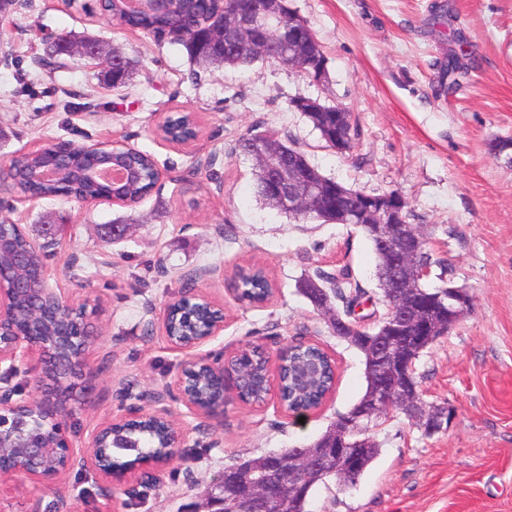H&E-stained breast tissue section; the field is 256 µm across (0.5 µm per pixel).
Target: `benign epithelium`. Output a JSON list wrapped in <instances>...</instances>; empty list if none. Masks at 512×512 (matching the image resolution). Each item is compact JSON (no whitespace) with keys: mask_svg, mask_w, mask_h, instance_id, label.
<instances>
[{"mask_svg":"<svg viewBox=\"0 0 512 512\" xmlns=\"http://www.w3.org/2000/svg\"><path fill=\"white\" fill-rule=\"evenodd\" d=\"M283 0H262L261 4L250 11L243 10L236 0H225L223 28L214 34V39L224 40L234 35L238 44L247 47L259 58L271 56L267 41L259 39L255 33L268 27L275 21L281 32H288L292 20L281 9ZM52 148L60 155L72 150V145L58 141L50 145L37 146L12 157L0 166V182L9 183L23 172L30 173L40 180L60 181L69 173L61 165L38 171L29 166V159ZM130 145L121 140H106L84 146L91 153L103 154L106 160L94 171V178L105 180L104 172L113 170L119 178L110 180L112 184H123L133 177L132 171L123 162V153ZM275 154V144L268 140L251 145L248 156L255 163V169L262 171L266 182L272 187L279 204L284 210L305 217L318 216L324 208L321 190L309 180L300 176L291 164L273 165L270 158ZM405 199L398 193L384 196L365 195L360 203L351 205L336 215L338 224H354L368 230L371 238L378 244L384 258L387 276L379 282L384 299L390 302V322L383 326V339L375 348V354L367 363V374L386 370L400 381V386L390 389L383 385H371L353 416L357 418L373 417L381 414L392 404H397L405 414L417 423L427 435H434L448 427L452 413L449 409L427 408L418 396L412 372L414 363L409 359L401 345L397 344V333L420 332L444 336L448 328L467 312L473 303L468 289L461 286H446L434 292L433 300L438 303L434 309L421 299V281L427 278L431 264L421 260L419 254L423 245V236L419 227L409 224L403 217ZM57 233L52 225L44 227L40 242L36 247L45 263L42 264L39 287L29 288V284L18 278L14 270L25 267L30 262V254L11 253V265L0 263V330L9 324L15 325L10 336L0 335V366L6 365L0 380V486L12 481L18 474L38 484L60 478L72 467L76 456L72 441L67 434L66 414L73 411V405L79 402L81 379L86 356L89 352V334L87 329L76 333L69 322L59 325L57 332L46 338H37L20 326L23 316L15 306V295L26 289L33 293L29 310L31 318L43 316L42 304L50 297L61 303V298L50 287L46 260L56 253ZM199 299L219 312L206 334L190 341H181L167 331L168 314L161 319L163 334L177 350L191 352L204 342L219 335L224 330V307L211 298L201 295ZM323 315L331 331L345 339L352 338L362 325L346 322L341 313L325 310ZM55 362L56 378L43 382V395L39 399L23 400L17 398L18 390L7 385L8 377L15 371L29 369L35 363L45 369ZM278 361L268 359V373L265 384L268 396L278 397L279 374L275 365ZM199 365L207 366L219 379L230 378L234 387L248 383L245 375L231 372L232 357L213 363L194 358L189 359L174 383L176 395L190 412L196 416H213L224 411V400L204 410L196 402L189 390V376ZM342 415L336 421V441L321 448H297L294 457L288 461V467L280 468V485L288 487V495H306L307 480L312 473L344 475V469L355 470L360 464L366 443L361 440H348L350 416ZM146 418H155L167 422L172 431L170 447L177 448L184 438L183 427L176 423L167 409L145 412L138 406L129 407L126 412L103 422L92 435L89 443L81 452L85 469L98 479L110 483L120 481L138 468H161L171 459L143 457L133 464L119 470L112 460L99 452L100 441L105 434H112L117 427L128 422ZM216 493L212 501L216 509L212 512H268L270 493L266 484L247 485L241 491L230 496L225 492L224 478L215 483Z\"/></svg>","mask_w":512,"mask_h":512,"instance_id":"1","label":"benign epithelium"}]
</instances>
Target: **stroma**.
Returning <instances> with one entry per match:
<instances>
[{"mask_svg":"<svg viewBox=\"0 0 512 512\" xmlns=\"http://www.w3.org/2000/svg\"><path fill=\"white\" fill-rule=\"evenodd\" d=\"M98 4L16 0L0 23V164L50 141L116 138L150 153L166 178L136 204L38 198L14 202L8 218L33 239L40 225L64 227L49 283L64 304L85 305L93 335L86 387L68 417L75 448L129 402L167 408L186 434L163 470L121 486L79 464L49 483L16 476L0 489V512H206V487L226 466L310 444L363 395L361 353L297 285L317 270L348 269L363 292L356 315L372 326L384 311L376 255L355 225L294 219L259 200L254 163L235 149L255 127L363 193L398 190L409 223L474 301L416 363L425 400L455 411L448 428L427 436L401 413L381 422L380 453L357 485L318 486L310 512H512V168L491 150L512 138V0H288L326 58L318 81L273 61L198 69L182 46L118 26ZM68 32L133 57L129 82L108 85L102 66L78 55L43 67L47 36ZM460 38L467 54L451 79L444 66ZM299 96L351 113L358 137L349 151L327 148L290 109ZM175 111L199 119L198 139L183 147L156 131ZM116 218L129 224L117 241ZM252 265L274 286L260 307L230 285ZM189 282L224 305L223 332L194 357L248 343L273 354L298 340L319 344L336 364L326 403L300 417L230 391L223 413L205 418L173 401L165 388L187 356L167 343L159 318Z\"/></svg>","mask_w":512,"mask_h":512,"instance_id":"1","label":"stroma"}]
</instances>
